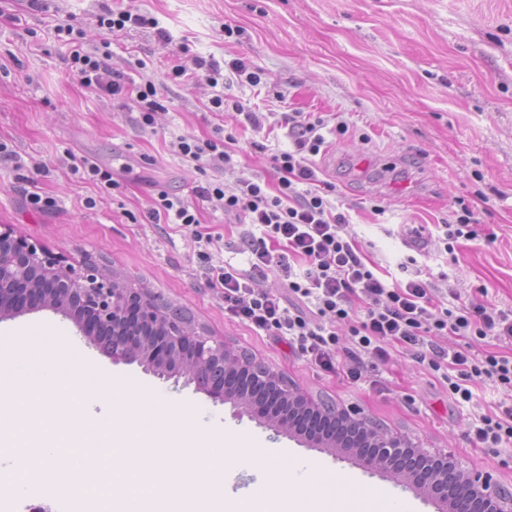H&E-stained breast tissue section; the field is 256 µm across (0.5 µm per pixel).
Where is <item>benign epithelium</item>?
Instances as JSON below:
<instances>
[{
    "label": "benign epithelium",
    "instance_id": "benign-epithelium-1",
    "mask_svg": "<svg viewBox=\"0 0 512 512\" xmlns=\"http://www.w3.org/2000/svg\"><path fill=\"white\" fill-rule=\"evenodd\" d=\"M43 309L70 319L89 344L108 346L113 362H137L176 385L192 384L215 402L241 407L238 416L273 419L278 433L297 432L293 407L320 409L297 385L184 322L145 285L119 284L116 274L90 259L76 267L11 228H0V318ZM230 367L253 373L256 389L270 386L273 395L238 401L224 385ZM336 416L362 426L370 441L358 455L361 468L390 469L398 485L425 491L439 512H512V493L488 475L462 473L452 450L419 448L402 435L363 425L353 411L339 410Z\"/></svg>",
    "mask_w": 512,
    "mask_h": 512
}]
</instances>
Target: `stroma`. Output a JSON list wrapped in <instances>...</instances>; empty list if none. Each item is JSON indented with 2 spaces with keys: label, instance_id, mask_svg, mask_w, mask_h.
<instances>
[{
  "label": "stroma",
  "instance_id": "35a3bbf8",
  "mask_svg": "<svg viewBox=\"0 0 512 512\" xmlns=\"http://www.w3.org/2000/svg\"><path fill=\"white\" fill-rule=\"evenodd\" d=\"M148 12L171 35L162 46L153 30L113 34L112 65L126 71L143 60L168 109L154 131L142 129L130 108L89 93L67 75V49L47 16L27 13L24 0L9 8L21 17L0 24V141L17 162H0V225L73 264L92 259L145 283L186 310L216 339L251 354L312 398L357 409L371 424L408 436L419 447L451 449L463 470L491 473L512 491V441L478 448L467 425L491 413L503 393L479 385L471 402L455 404L440 373L399 349L389 352L376 384H354L292 353L275 337L224 314V291L210 287L193 243L173 224H152L146 213L159 191L196 201L193 189L210 182L235 185L264 176L276 180L273 157L288 147L285 130L247 132L237 164L222 171L176 156L175 136L207 137L234 128L233 112H208L212 95L202 72L179 82L167 72L177 45L191 54L240 58L261 71L253 87L227 76L224 96L259 112L342 116L345 135L331 139L314 164L336 187L335 201L377 269L396 271L409 250L406 232L422 226L430 244L420 267L446 278L463 301L512 309V0H118ZM233 35H225V27ZM111 170L114 193L74 174L83 159ZM415 184L404 197L396 182ZM55 200L34 209L32 189ZM94 197L97 205L86 208ZM213 240V264L231 252L235 219L196 201ZM472 207L475 235L446 253L442 226L460 204ZM55 336L111 375L190 400L200 424L224 423L258 443L287 449L298 470L318 462L344 477L342 512H380L370 490L403 493L409 512H437L426 494L401 491L385 472L368 473L354 456L310 448L213 402L193 387L177 386L137 364L113 363L86 343L61 314L37 310L0 320V336Z\"/></svg>",
  "mask_w": 512,
  "mask_h": 512
}]
</instances>
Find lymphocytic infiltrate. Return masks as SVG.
I'll return each mask as SVG.
<instances>
[{
	"instance_id": "lymphocytic-infiltrate-1",
	"label": "lymphocytic infiltrate",
	"mask_w": 512,
	"mask_h": 512,
	"mask_svg": "<svg viewBox=\"0 0 512 512\" xmlns=\"http://www.w3.org/2000/svg\"><path fill=\"white\" fill-rule=\"evenodd\" d=\"M98 45H90L83 25L73 18L56 20L53 31L69 47L68 66L81 87L103 93L132 105L138 121L149 127L155 113L165 106L154 81L114 70L111 34L115 31L155 29L162 43L170 35L159 29L149 13L121 6H103L95 19ZM196 69L204 71L215 92L209 111L233 110L252 128L261 127L264 113L242 101H227L222 91L225 73L256 86L259 70L243 61L221 66L215 58L194 57ZM291 150L274 155L280 174L277 186L256 178L230 188L221 183L195 187L194 192L214 208L235 215L240 253L246 267L232 263L214 265L207 252L198 257L206 264L210 287L224 291V311L229 317L257 330L285 339L306 360L333 369L341 330H348L350 353L355 362L348 371L352 381L363 378L362 358L386 362L388 346L420 347L418 362L435 371L448 372V388L454 399H473L471 381L512 393V354L477 350L473 337H494L512 344V310L466 303L449 305L431 281L392 274H376L367 265L355 239L343 236L348 218L338 212L323 193L322 182L309 157L326 144L322 119L306 120L298 113L281 116ZM234 135L210 138L179 136L171 143L185 161L214 169L231 166L236 152ZM152 222L176 224L195 243H211L204 233L197 210L188 201L159 192L149 212ZM281 274L282 293L261 289L258 280L268 273ZM437 336H456L460 342L448 349L434 344ZM468 434L479 448H494L512 440V402L499 401L491 416L471 423Z\"/></svg>"
}]
</instances>
